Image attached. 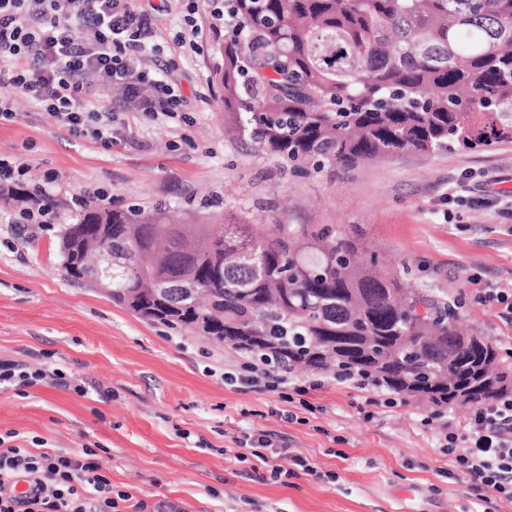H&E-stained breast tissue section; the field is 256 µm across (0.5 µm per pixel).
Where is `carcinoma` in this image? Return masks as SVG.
I'll use <instances>...</instances> for the list:
<instances>
[{
	"label": "carcinoma",
	"instance_id": "obj_1",
	"mask_svg": "<svg viewBox=\"0 0 512 512\" xmlns=\"http://www.w3.org/2000/svg\"><path fill=\"white\" fill-rule=\"evenodd\" d=\"M218 38L224 131L301 169L512 142V0H228ZM149 321L290 369L346 365L441 409L512 390L495 344L405 288L337 224H182L86 205L64 228L68 278Z\"/></svg>",
	"mask_w": 512,
	"mask_h": 512
}]
</instances>
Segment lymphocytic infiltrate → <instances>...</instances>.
I'll return each instance as SVG.
<instances>
[{
	"instance_id": "obj_1",
	"label": "lymphocytic infiltrate",
	"mask_w": 512,
	"mask_h": 512,
	"mask_svg": "<svg viewBox=\"0 0 512 512\" xmlns=\"http://www.w3.org/2000/svg\"><path fill=\"white\" fill-rule=\"evenodd\" d=\"M146 15L129 0H0V116L12 115L13 98L23 95L78 136L103 146L112 143V112L98 108L89 75L122 85L129 100L139 99L140 86L151 83L152 98L144 111L173 117L181 101L165 81L148 80L143 68L141 37ZM254 392L289 387L298 396L321 387V380L293 382L287 368L270 356L245 364L238 375ZM29 388L71 382L57 368H38L0 357V386ZM436 436L457 470L479 490L512 502V394L479 403L465 425L435 418ZM28 488L17 492L19 480ZM133 502L135 512H149L145 501L129 493H113L98 452L83 449L35 452L6 446L0 437V512H121Z\"/></svg>"
}]
</instances>
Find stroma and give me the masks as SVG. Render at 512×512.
<instances>
[{
	"instance_id": "35a3bbf8",
	"label": "stroma",
	"mask_w": 512,
	"mask_h": 512,
	"mask_svg": "<svg viewBox=\"0 0 512 512\" xmlns=\"http://www.w3.org/2000/svg\"><path fill=\"white\" fill-rule=\"evenodd\" d=\"M153 19L144 39L151 79L185 101L175 117H153L121 86L91 82L112 108L111 147L73 135L24 96L0 117V159L25 164L36 191L56 174L54 218L19 239L0 206V356L62 369L72 388H0V436L13 445L73 454L98 448L113 491L182 512H483L468 477L455 476L431 406L398 397L371 406L367 390L328 380L309 408L281 392L233 384L245 353L147 322L102 289L67 278L59 235L72 197L109 208L165 204L184 222L236 213L265 224H339L404 273L403 284L443 300L470 333L512 352L501 304L480 289H512V142L487 149L408 151L353 169L294 171L224 134L214 34L205 0H135ZM204 30L185 42L186 17ZM468 180L471 189L459 192ZM84 394L74 392V385ZM267 432L280 454L307 458L316 474L273 477L244 434Z\"/></svg>"
}]
</instances>
